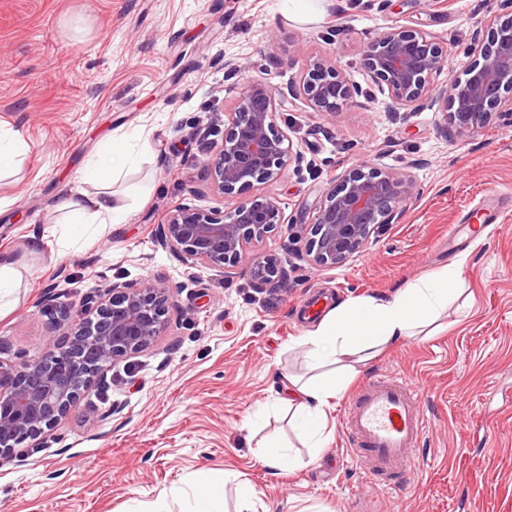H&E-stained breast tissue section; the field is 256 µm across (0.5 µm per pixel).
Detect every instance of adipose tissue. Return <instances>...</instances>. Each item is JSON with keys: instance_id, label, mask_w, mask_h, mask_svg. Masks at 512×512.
Listing matches in <instances>:
<instances>
[{"instance_id": "ef3b65f1", "label": "adipose tissue", "mask_w": 512, "mask_h": 512, "mask_svg": "<svg viewBox=\"0 0 512 512\" xmlns=\"http://www.w3.org/2000/svg\"><path fill=\"white\" fill-rule=\"evenodd\" d=\"M56 209L68 224H122L127 220L125 210L113 204L108 192L85 203L75 196H65ZM458 274L459 266L453 263L406 283L390 298L367 297L340 303L304 336L309 364L322 369L323 374L318 380L304 383L288 377L286 402L312 435H319L325 428L332 400L343 394L349 383L341 359L354 356L359 362H369L382 349L436 326L455 297Z\"/></svg>"}]
</instances>
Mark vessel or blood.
<instances>
[{
  "mask_svg": "<svg viewBox=\"0 0 512 512\" xmlns=\"http://www.w3.org/2000/svg\"><path fill=\"white\" fill-rule=\"evenodd\" d=\"M498 200V205L477 208L475 217L484 224L500 222L505 207L512 205V193H499ZM425 427L417 392L394 379L360 386L344 416L348 444L375 480L412 467Z\"/></svg>",
  "mask_w": 512,
  "mask_h": 512,
  "instance_id": "1",
  "label": "vessel or blood"
}]
</instances>
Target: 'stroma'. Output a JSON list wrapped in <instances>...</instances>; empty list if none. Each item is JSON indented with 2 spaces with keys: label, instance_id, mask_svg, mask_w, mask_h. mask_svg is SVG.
Wrapping results in <instances>:
<instances>
[{
  "label": "stroma",
  "instance_id": "35a3bbf8",
  "mask_svg": "<svg viewBox=\"0 0 512 512\" xmlns=\"http://www.w3.org/2000/svg\"><path fill=\"white\" fill-rule=\"evenodd\" d=\"M499 0H320L318 12L282 0H0V124L25 151L0 172V254L22 257L16 304L0 314V360L37 361L74 328L109 282L179 284L164 336L92 378L67 415L0 466V512H183L202 471L250 486L256 512H512V211L472 245L449 242L463 211L512 188V126L454 136L441 99L395 107L365 73L360 39L390 25L419 28L462 74L479 19ZM335 50L358 94L334 114L289 95L302 51ZM285 93L277 120L300 165L256 185L288 218L260 245L285 272L255 287L248 262L223 274L186 266L159 237L185 198L227 209L203 161L245 80ZM136 131L109 190L126 223L88 232L60 223L59 198L105 144ZM408 173L418 192L343 266L315 268L293 244L299 218L356 166ZM42 248L28 252L32 237ZM460 262L458 298L438 334L386 350L355 383L381 376L416 389L427 422L414 466L377 485L347 451L346 399L332 401L325 447H310L283 401L285 374L308 380L302 338L323 310L385 296ZM289 447L275 474L261 446Z\"/></svg>",
  "mask_w": 512,
  "mask_h": 512
}]
</instances>
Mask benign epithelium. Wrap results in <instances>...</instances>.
<instances>
[{"label": "benign epithelium", "instance_id": "obj_1", "mask_svg": "<svg viewBox=\"0 0 512 512\" xmlns=\"http://www.w3.org/2000/svg\"><path fill=\"white\" fill-rule=\"evenodd\" d=\"M468 48L463 75L441 90L450 126L460 137L474 136L494 119L512 117V19L487 15ZM368 76L386 86L400 108H418L432 91L434 76L448 65L447 51L430 33L390 25L361 42ZM307 108L333 114L357 92L333 51L304 56L300 78L289 87ZM280 90L251 79L224 113V133L204 160L213 190L236 197L280 177L299 164L288 132L276 121ZM415 184L410 176L378 168H352L331 181L311 207V221L288 220L263 195L241 199L228 210L204 209L187 201L168 215L162 245L187 265L225 272L247 258L252 278L275 287L281 273L275 259L257 250L279 224L297 228L308 262L336 268L361 252L382 224L397 222ZM181 285L162 280L105 286L83 325L63 333L60 353L34 362L0 360V465L17 458L19 445L37 442L54 429L79 398L88 376L149 348L167 327L169 307Z\"/></svg>", "mask_w": 512, "mask_h": 512}]
</instances>
